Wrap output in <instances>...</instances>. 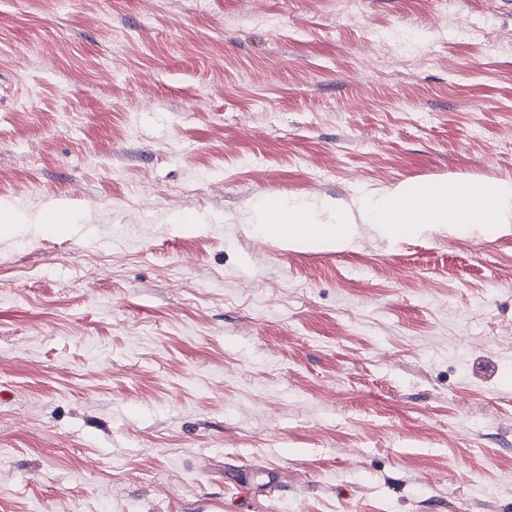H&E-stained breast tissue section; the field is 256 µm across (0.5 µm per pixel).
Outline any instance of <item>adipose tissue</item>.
Here are the masks:
<instances>
[{
	"label": "adipose tissue",
	"instance_id": "1",
	"mask_svg": "<svg viewBox=\"0 0 512 512\" xmlns=\"http://www.w3.org/2000/svg\"><path fill=\"white\" fill-rule=\"evenodd\" d=\"M361 214L378 231L391 237L407 231L452 236L461 229L484 224L512 228V181L471 182L440 179L425 182L405 193L401 187L385 189L358 201ZM327 202L293 200L274 204L255 217L266 237L299 249L310 241L327 250H350L355 238L347 224L319 222L316 214Z\"/></svg>",
	"mask_w": 512,
	"mask_h": 512
}]
</instances>
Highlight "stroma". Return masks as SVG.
<instances>
[{"label": "stroma", "instance_id": "obj_1", "mask_svg": "<svg viewBox=\"0 0 512 512\" xmlns=\"http://www.w3.org/2000/svg\"><path fill=\"white\" fill-rule=\"evenodd\" d=\"M447 2L0 0V512H512V233L357 208L512 181V0ZM266 208L254 217L255 223L261 225L266 237L283 241L289 248L300 249L310 241L320 243L327 250L355 248V238L348 224L338 219L334 222L336 224L321 223L316 219L318 211L332 208L330 203L293 200L283 205H267Z\"/></svg>", "mask_w": 512, "mask_h": 512}]
</instances>
